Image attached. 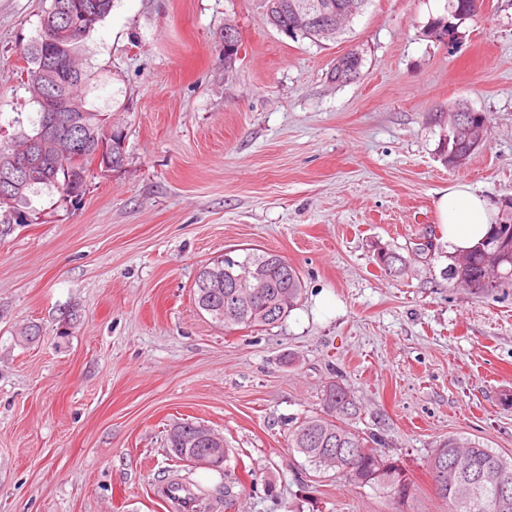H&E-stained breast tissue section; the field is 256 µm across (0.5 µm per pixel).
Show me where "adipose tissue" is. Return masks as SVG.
Instances as JSON below:
<instances>
[{
	"instance_id": "adipose-tissue-1",
	"label": "adipose tissue",
	"mask_w": 512,
	"mask_h": 512,
	"mask_svg": "<svg viewBox=\"0 0 512 512\" xmlns=\"http://www.w3.org/2000/svg\"><path fill=\"white\" fill-rule=\"evenodd\" d=\"M439 229L449 253L470 249L489 232L495 219L493 204L470 186L450 187L436 202Z\"/></svg>"
}]
</instances>
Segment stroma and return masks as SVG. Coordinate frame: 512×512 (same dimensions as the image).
Here are the masks:
<instances>
[{"label": "stroma", "instance_id": "stroma-1", "mask_svg": "<svg viewBox=\"0 0 512 512\" xmlns=\"http://www.w3.org/2000/svg\"><path fill=\"white\" fill-rule=\"evenodd\" d=\"M48 5L0 0V132L38 110L25 50ZM446 14L370 0L315 43L269 25L261 0H114L80 63L125 165L92 170L79 201L33 196L38 223L0 224V512H172L155 488L176 419L223 434V468L194 477L232 482L235 512H448L426 467L437 440L512 455V288L475 297L442 238L417 249L448 187L512 197V0H480L452 42L429 32ZM355 45L360 78L331 83ZM461 103L490 125L452 170L439 141ZM245 248L284 256L304 291L280 323L227 330L194 280ZM332 380L414 481L405 507L289 448Z\"/></svg>", "mask_w": 512, "mask_h": 512}]
</instances>
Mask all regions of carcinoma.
<instances>
[{"label": "carcinoma", "instance_id": "obj_1", "mask_svg": "<svg viewBox=\"0 0 512 512\" xmlns=\"http://www.w3.org/2000/svg\"><path fill=\"white\" fill-rule=\"evenodd\" d=\"M478 0H448L450 19L465 20L476 11ZM69 10L76 19L83 14L89 18L78 36L59 22L58 9ZM112 9V0H50L42 14L40 34L28 49L27 87L39 106L32 129L25 131L23 122L15 120L20 130L11 136L0 137V224H34L39 212L31 207V195L43 188L55 190L63 200L79 199L85 193L90 166L95 162L99 142L106 141L110 167L114 171L126 161L123 129L112 123L107 112H99L82 104L86 111L52 112L45 101L48 93L58 99L80 97L79 90L89 85L90 74L82 68L68 71L71 59L79 57L86 39L95 26ZM46 60L60 64L70 72V79L49 91L40 75ZM363 61L350 55L342 57L330 72L331 80L348 83L361 76ZM497 226L501 231L490 235L474 249L467 251L464 263L450 268L453 286L475 297L488 296L501 288L512 286V210L503 209ZM504 255L499 261V278L489 287L487 270L491 268L489 254ZM379 267L390 275L401 272L405 260L394 251L381 250L377 255ZM248 267L266 282L264 297L242 302L231 311L224 307V296L235 292L234 277ZM221 271L225 287L203 288L201 283L207 269ZM304 284L299 272L283 256L272 253H246L241 260H220L200 268L194 282V300L198 308L226 328L267 327L286 317L297 306ZM325 415L310 417L289 434L288 447L304 455L318 470H332L353 482L370 486L393 495L403 506L414 498V483L398 462L380 452L381 438L353 427L359 406L354 393L337 381L327 385L323 394ZM201 424L192 420L175 422L166 430V444L179 461L189 462L200 452L219 458L228 456L224 436L210 431L212 438H198ZM427 465L439 497L448 503L449 512H512V496L500 495L506 484L512 492V456L503 454L461 436H448L437 443ZM191 512H216L217 506L231 510L235 506L232 487L224 485L213 491L198 489L192 493Z\"/></svg>", "mask_w": 512, "mask_h": 512}]
</instances>
